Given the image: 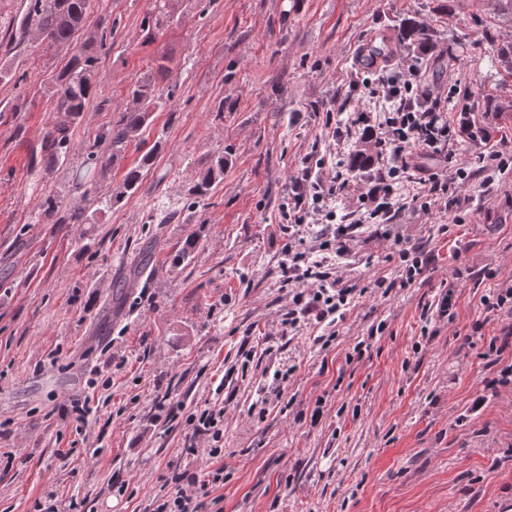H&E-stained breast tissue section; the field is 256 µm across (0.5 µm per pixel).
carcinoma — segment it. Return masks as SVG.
<instances>
[{"mask_svg": "<svg viewBox=\"0 0 512 512\" xmlns=\"http://www.w3.org/2000/svg\"><path fill=\"white\" fill-rule=\"evenodd\" d=\"M91 9V0H30L26 25L37 28L50 47L67 45L78 29L85 26ZM401 39L422 53H433L436 46L429 27L416 14L400 20ZM106 46V37H101L98 46L84 44L76 48L54 76L52 81L53 111L59 114L58 121L44 136L41 150L43 156L54 165L68 160L73 150L71 130L81 122L83 113L94 91L95 73L100 63V54ZM493 55L499 63L502 79L512 80V43L502 42L493 46ZM129 96L134 107L124 112L121 119L107 127L101 137L110 141L112 154L108 157L95 152V145H86L87 173L78 177V184L87 183L89 172L102 170L112 164L128 144L149 122L151 114L166 107L172 92H158L156 78L143 76L135 79L129 87ZM154 161V151L144 153L137 166L124 175L121 186L105 200L110 209L121 200L138 191L145 175ZM372 153L361 145L351 159V172L356 174L370 166ZM224 175V158L218 157L199 173L194 183L193 194L206 196L218 178ZM39 215L44 224H93L96 212L65 210L62 199L55 194H45L38 201Z\"/></svg>", "mask_w": 512, "mask_h": 512, "instance_id": "1", "label": "carcinoma"}]
</instances>
